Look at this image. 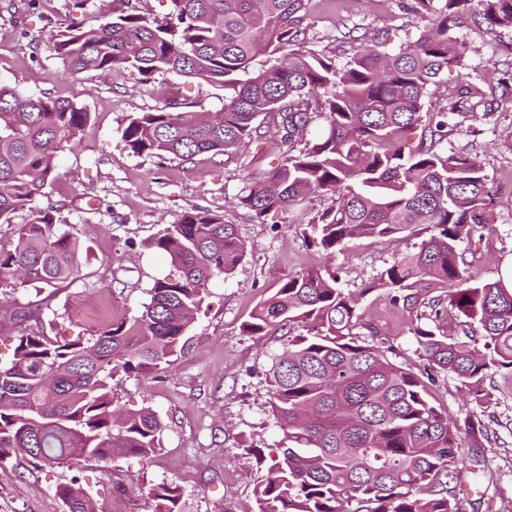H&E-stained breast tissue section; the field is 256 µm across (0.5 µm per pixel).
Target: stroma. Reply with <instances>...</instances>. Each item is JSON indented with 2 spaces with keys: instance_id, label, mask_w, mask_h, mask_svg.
<instances>
[{
  "instance_id": "35a3bbf8",
  "label": "stroma",
  "mask_w": 512,
  "mask_h": 512,
  "mask_svg": "<svg viewBox=\"0 0 512 512\" xmlns=\"http://www.w3.org/2000/svg\"><path fill=\"white\" fill-rule=\"evenodd\" d=\"M311 3L317 17L313 47L340 66L353 52L341 42L342 33L382 29L395 46L418 35L416 20L400 0ZM131 6L159 19L169 11L168 0H88L85 20L115 17ZM71 11V0H0V83L70 99L89 114L80 149L61 154L58 181L37 201L41 207H59L63 229L73 232L88 257L78 277L54 291L32 284L0 286V365L10 364L11 338L22 329L42 323L51 335L64 329L88 337L113 316L134 313L148 301L154 280L170 269L161 254L148 248V240L185 212L222 211L248 246L245 259L229 278L213 279L187 331L186 349L170 369L143 381L119 376L113 383L120 406L150 407L164 418L162 450L146 463L135 457L87 463L83 486L96 512H154V501L139 488L170 479L185 490V512H253L259 472L242 444L272 448L282 437L269 414L265 378L288 336L282 330L249 336L243 323L280 279L328 266L342 287L354 292L398 254L413 249L423 233L417 229L385 242L358 240L328 257L313 244L311 225L292 221L287 213L275 211L265 223H253L234 196L242 175L280 161L285 147L274 131L241 158L218 163L161 162L128 154L121 133L129 118L168 99L218 112L225 91L168 75L146 85L125 73L106 82L64 76L47 44L68 24ZM459 34L470 51L463 65H449L440 75L434 96L441 100L463 83L487 90L512 71L511 30L495 33L468 23ZM448 128L449 153L477 159L495 196L493 222L459 245L471 284L494 281L512 261V99H497L488 113H449ZM362 310L380 329L381 341L393 347L395 362L423 368L411 334L413 315L390 306L379 291L363 298ZM485 386L489 398L480 407L467 402L451 376L434 379L432 400L461 426L466 455L465 465L451 467L444 480L456 488L463 512H512V371L496 372ZM69 477L67 469L36 470L21 458L6 463L0 469V512H63L55 489ZM118 482L125 484V493L115 492Z\"/></svg>"
}]
</instances>
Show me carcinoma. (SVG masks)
I'll return each instance as SVG.
<instances>
[{
  "instance_id": "obj_1",
  "label": "carcinoma",
  "mask_w": 512,
  "mask_h": 512,
  "mask_svg": "<svg viewBox=\"0 0 512 512\" xmlns=\"http://www.w3.org/2000/svg\"><path fill=\"white\" fill-rule=\"evenodd\" d=\"M159 21L132 9L88 26L74 21L48 44L63 73L107 77L127 72L140 84L155 75L200 79L232 90L220 112L180 111L166 102L129 119L124 149L162 161L232 158L263 137L264 120L285 130L281 163L243 177L236 196L252 221L273 210L302 214L327 253L360 239H391L422 226L429 237L398 255L358 294L345 292L322 266L281 279L242 325L249 336L285 329L288 343L266 374L278 451L243 446L263 468L256 512H462L455 488L440 481L465 463L459 427L429 399L434 375L452 376L471 401L485 381L512 369V288L498 279L469 284L459 243L492 222L494 197L482 166L448 154V111L426 103L448 63L469 47L467 22L512 30V0H401L422 23L417 38L391 48L364 33L348 61L310 47V0H170ZM89 113L60 97L0 86V224L19 211L11 248L0 247V284L19 279L57 288L77 278V238L58 227L57 209L35 202L59 177L56 154L74 150ZM320 124L315 140L294 143ZM148 246L175 275L154 281L149 302L89 338L16 336L13 360L0 367V467L22 457L35 468L79 471L90 460L133 456L145 463L163 447L166 424L155 411L114 406L112 381L165 370L186 347L185 334L211 280L231 275L247 246L235 225L208 209L164 226ZM384 292L416 314L411 333L426 364L417 374L375 343L380 330L359 299ZM476 324L450 337L447 307ZM363 329V335L353 329ZM483 341V349L474 346ZM66 512H91L74 475L56 486ZM155 512H183L184 488L152 484Z\"/></svg>"
}]
</instances>
